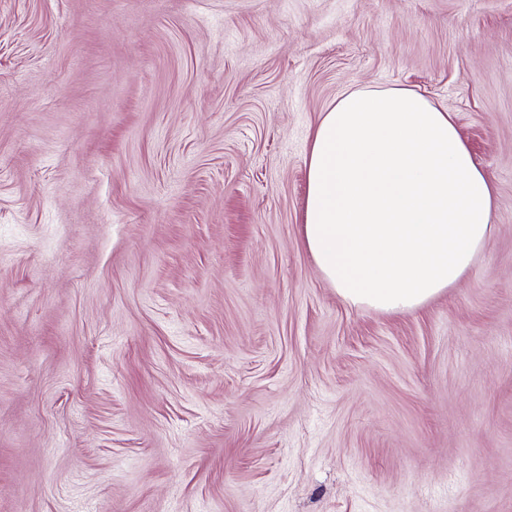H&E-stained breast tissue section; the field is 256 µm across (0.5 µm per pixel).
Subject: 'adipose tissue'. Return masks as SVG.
I'll list each match as a JSON object with an SVG mask.
<instances>
[{"mask_svg": "<svg viewBox=\"0 0 512 512\" xmlns=\"http://www.w3.org/2000/svg\"><path fill=\"white\" fill-rule=\"evenodd\" d=\"M493 204L453 113L407 88L349 91L312 134L302 243L345 302L412 311L467 276Z\"/></svg>", "mask_w": 512, "mask_h": 512, "instance_id": "obj_1", "label": "adipose tissue"}]
</instances>
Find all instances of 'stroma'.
<instances>
[{
  "mask_svg": "<svg viewBox=\"0 0 512 512\" xmlns=\"http://www.w3.org/2000/svg\"><path fill=\"white\" fill-rule=\"evenodd\" d=\"M393 87L496 232L385 315L300 237ZM0 512H512V0H0Z\"/></svg>",
  "mask_w": 512,
  "mask_h": 512,
  "instance_id": "stroma-1",
  "label": "stroma"
}]
</instances>
